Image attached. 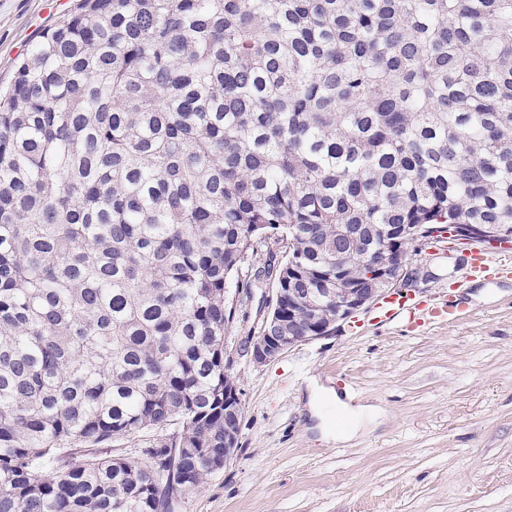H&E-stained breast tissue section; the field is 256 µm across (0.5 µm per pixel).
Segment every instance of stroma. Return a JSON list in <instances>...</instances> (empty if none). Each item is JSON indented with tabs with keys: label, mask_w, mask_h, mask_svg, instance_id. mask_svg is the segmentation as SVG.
Returning <instances> with one entry per match:
<instances>
[{
	"label": "stroma",
	"mask_w": 512,
	"mask_h": 512,
	"mask_svg": "<svg viewBox=\"0 0 512 512\" xmlns=\"http://www.w3.org/2000/svg\"><path fill=\"white\" fill-rule=\"evenodd\" d=\"M67 15L43 0H0V88ZM469 262L461 251L413 257L416 298L429 308L454 300L455 320L381 324L368 309L264 365L238 349L266 289H229L239 299L226 337L239 447L178 512H512V268L472 276ZM315 376L381 402L393 424L349 444L317 441L302 402Z\"/></svg>",
	"instance_id": "stroma-1"
}]
</instances>
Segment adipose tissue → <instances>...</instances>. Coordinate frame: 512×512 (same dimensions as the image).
Wrapping results in <instances>:
<instances>
[{
  "label": "adipose tissue",
  "mask_w": 512,
  "mask_h": 512,
  "mask_svg": "<svg viewBox=\"0 0 512 512\" xmlns=\"http://www.w3.org/2000/svg\"><path fill=\"white\" fill-rule=\"evenodd\" d=\"M307 406L314 417L324 418L327 407L336 410L350 419L349 426L341 431H332L331 427H324V434L334 435L336 440L349 443L378 429L387 427L392 421V415L388 408L379 403H353L352 400L343 398L334 388L311 382Z\"/></svg>",
  "instance_id": "obj_1"
}]
</instances>
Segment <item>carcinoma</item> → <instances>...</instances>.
<instances>
[{"label":"carcinoma","mask_w":512,"mask_h":512,"mask_svg":"<svg viewBox=\"0 0 512 512\" xmlns=\"http://www.w3.org/2000/svg\"><path fill=\"white\" fill-rule=\"evenodd\" d=\"M425 224L512 238V0H79L0 93V512H177L230 285L316 336Z\"/></svg>","instance_id":"1"}]
</instances>
